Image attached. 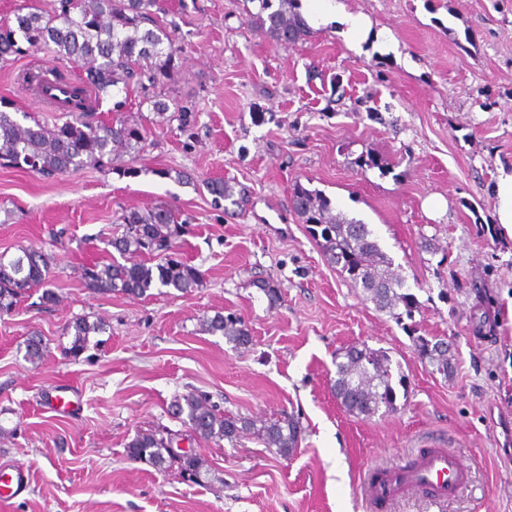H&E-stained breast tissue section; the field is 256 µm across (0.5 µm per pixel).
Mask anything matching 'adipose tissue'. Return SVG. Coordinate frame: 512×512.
<instances>
[{
	"instance_id": "obj_1",
	"label": "adipose tissue",
	"mask_w": 512,
	"mask_h": 512,
	"mask_svg": "<svg viewBox=\"0 0 512 512\" xmlns=\"http://www.w3.org/2000/svg\"><path fill=\"white\" fill-rule=\"evenodd\" d=\"M301 14L314 29L338 24L341 36L351 49L359 51L368 44L385 55L397 51L383 30L374 29L367 15L347 10L342 0H301Z\"/></svg>"
}]
</instances>
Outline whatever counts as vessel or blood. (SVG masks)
I'll return each instance as SVG.
<instances>
[{
  "label": "vessel or blood",
  "mask_w": 512,
  "mask_h": 512,
  "mask_svg": "<svg viewBox=\"0 0 512 512\" xmlns=\"http://www.w3.org/2000/svg\"><path fill=\"white\" fill-rule=\"evenodd\" d=\"M37 95L49 111H64L66 95L61 85L45 84ZM469 478L467 466L454 451L443 447L423 448L409 464L372 472L367 490L370 499L378 504L412 491L422 492L432 501L443 502L459 494Z\"/></svg>",
  "instance_id": "obj_1"
}]
</instances>
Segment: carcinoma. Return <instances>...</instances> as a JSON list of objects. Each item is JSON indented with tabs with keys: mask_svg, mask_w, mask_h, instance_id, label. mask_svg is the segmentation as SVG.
<instances>
[{
	"mask_svg": "<svg viewBox=\"0 0 512 512\" xmlns=\"http://www.w3.org/2000/svg\"><path fill=\"white\" fill-rule=\"evenodd\" d=\"M297 2L243 0V10L271 38L288 44L300 39L307 29ZM161 11L160 0H52L47 8L41 0H26L18 7L13 18L0 25V64L44 51L61 64L76 65L79 75L74 82L55 69L71 88L75 111L60 115L49 125L28 112L18 120L9 111L12 104L5 105L0 109V165L52 176L84 168L109 171L118 162H135L146 147L147 119L122 116L102 121L85 111L82 95L90 91L103 99L116 90L128 89L133 82L154 87L175 77L181 49L159 21ZM203 186L222 200L234 195L222 179L208 180ZM291 208L303 223L311 225L326 258L340 267L354 287L362 289L365 300L376 310L398 323L413 317L419 302L414 294L403 291L402 277L368 224L335 211L322 191L300 183L293 187ZM187 224L170 202L124 211L121 234L107 242L124 262L98 261L84 266L85 287L101 294L139 298L153 288L187 294L200 287L202 274L196 267L166 254L187 231ZM54 264L53 255L33 247H21L12 256L1 252L0 315L11 313L22 298L38 289L42 290L41 306L55 305L58 295L50 283ZM200 324L203 331L223 336L235 349L250 342L246 324L234 314L218 312L202 318ZM70 328L72 340L64 354L73 359L90 348V336L103 330L100 323L82 317ZM413 344L421 359L437 372L448 374V342L415 336ZM45 354L41 338L26 339L25 361L39 364ZM335 385L342 391L344 408L352 415L370 417L382 407L394 410L391 360L380 349L364 344L345 351L343 360L336 363ZM168 413L185 427L190 438L233 442L253 434L281 457L292 455L300 433L299 422L292 416L259 423L220 410L210 396L194 390L175 396ZM181 437L182 433L168 427L139 433L128 442L126 456L159 470L175 466L184 481L200 484L203 469L199 459L170 452Z\"/></svg>",
	"mask_w": 512,
	"mask_h": 512,
	"instance_id": "cac0c4a2",
	"label": "carcinoma"
}]
</instances>
